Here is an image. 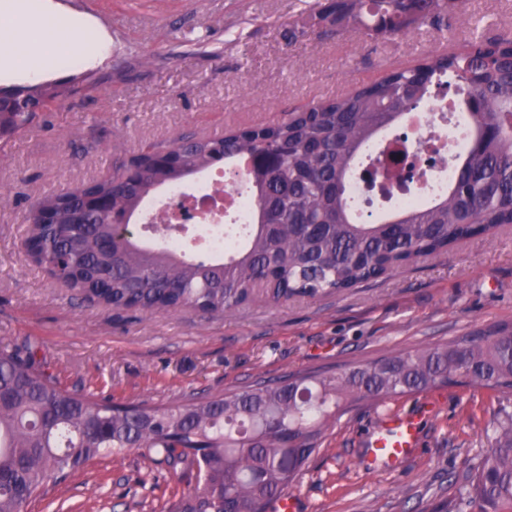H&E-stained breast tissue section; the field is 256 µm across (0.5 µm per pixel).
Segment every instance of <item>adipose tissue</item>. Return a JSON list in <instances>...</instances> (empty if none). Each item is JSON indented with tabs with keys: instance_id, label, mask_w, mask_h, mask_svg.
Here are the masks:
<instances>
[{
	"instance_id": "obj_1",
	"label": "adipose tissue",
	"mask_w": 512,
	"mask_h": 512,
	"mask_svg": "<svg viewBox=\"0 0 512 512\" xmlns=\"http://www.w3.org/2000/svg\"><path fill=\"white\" fill-rule=\"evenodd\" d=\"M109 42L90 18L64 13L56 0H0V84L95 63Z\"/></svg>"
}]
</instances>
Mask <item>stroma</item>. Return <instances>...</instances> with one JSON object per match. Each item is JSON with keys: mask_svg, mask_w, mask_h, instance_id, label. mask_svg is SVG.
<instances>
[{"mask_svg": "<svg viewBox=\"0 0 512 512\" xmlns=\"http://www.w3.org/2000/svg\"><path fill=\"white\" fill-rule=\"evenodd\" d=\"M314 0H112L95 22L112 38L97 70L112 81L0 149V339L34 338L60 384L123 404L174 401L339 368L512 322V226L459 241L338 296L255 301L229 314L133 312L82 302L27 256L23 217L49 190L103 175L113 158L183 133L263 124L311 99L379 80L469 22L512 30V0H467L453 33L429 27L377 42L358 33L289 41ZM414 416L417 446L390 469L366 466L381 411ZM512 392L446 387L348 413L309 459L301 512H466L472 466ZM196 484L192 469L142 450L105 454L33 498L24 512H163Z\"/></svg>", "mask_w": 512, "mask_h": 512, "instance_id": "1", "label": "stroma"}]
</instances>
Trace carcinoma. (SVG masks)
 <instances>
[{
    "label": "carcinoma",
    "instance_id": "cac0c4a2",
    "mask_svg": "<svg viewBox=\"0 0 512 512\" xmlns=\"http://www.w3.org/2000/svg\"><path fill=\"white\" fill-rule=\"evenodd\" d=\"M465 0H325L288 29L320 39L349 30L370 41L463 19ZM78 82L0 87V143L27 131L40 112L96 88ZM444 84L467 91L473 146L454 164L448 192L389 219L360 220L350 195L360 155ZM276 163L248 172L253 223L222 261L139 243L134 213L162 186L238 157ZM33 260L71 279L83 300L132 309L232 313L263 296L273 302L353 288L446 253L464 236L512 224V32L448 44L378 82L313 99L277 121L197 138L148 144L90 183L37 198L26 216ZM512 391V323L446 343L394 352L335 372L310 371L219 396L166 406L119 404L60 387L39 343L0 341V512L26 504L67 471L103 452L131 448L197 468V483L166 512H271L292 493L336 420L361 405L441 386ZM470 512H512V416L474 466Z\"/></svg>",
    "mask_w": 512,
    "mask_h": 512
}]
</instances>
